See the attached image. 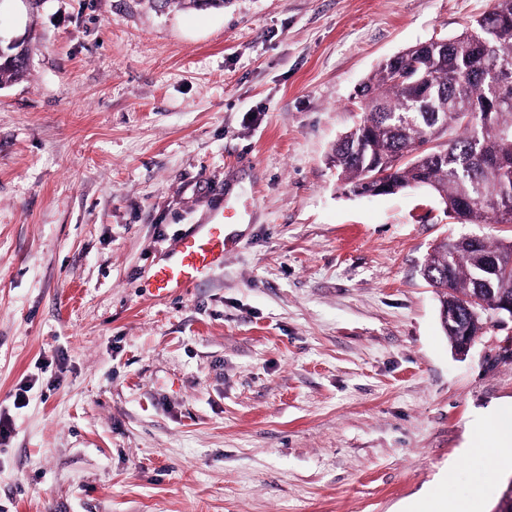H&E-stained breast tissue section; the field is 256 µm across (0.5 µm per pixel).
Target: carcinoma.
Returning a JSON list of instances; mask_svg holds the SVG:
<instances>
[{
  "label": "carcinoma",
  "mask_w": 512,
  "mask_h": 512,
  "mask_svg": "<svg viewBox=\"0 0 512 512\" xmlns=\"http://www.w3.org/2000/svg\"><path fill=\"white\" fill-rule=\"evenodd\" d=\"M163 11L179 7H224V0H149ZM512 72V0H493L448 45L411 47L383 61L355 92L363 116L332 148L331 162L344 187L372 195V169L388 172V193L430 189L448 218L465 224H512V82L497 95L487 74ZM27 60L0 65V89L23 80ZM431 81L434 99L409 113L421 83ZM466 106L469 114L459 111ZM512 241L443 239L423 267L436 289L440 310L456 303L473 336L488 321L472 319L469 299L482 292L512 298Z\"/></svg>",
  "instance_id": "cac0c4a2"
}]
</instances>
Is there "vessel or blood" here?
Returning a JSON list of instances; mask_svg holds the SVG:
<instances>
[{
  "instance_id": "obj_1",
  "label": "vessel or blood",
  "mask_w": 512,
  "mask_h": 512,
  "mask_svg": "<svg viewBox=\"0 0 512 512\" xmlns=\"http://www.w3.org/2000/svg\"><path fill=\"white\" fill-rule=\"evenodd\" d=\"M236 247L223 214H216L212 223L199 225L181 237L177 249L154 268L149 287L159 296L181 294L223 267L225 254Z\"/></svg>"
}]
</instances>
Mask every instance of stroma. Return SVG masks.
Segmentation results:
<instances>
[{"label": "stroma", "mask_w": 512, "mask_h": 512, "mask_svg": "<svg viewBox=\"0 0 512 512\" xmlns=\"http://www.w3.org/2000/svg\"><path fill=\"white\" fill-rule=\"evenodd\" d=\"M491 0H0V512H422L472 497L512 320L457 357L421 275L460 224L330 162L378 64ZM231 205L213 276L147 290ZM449 483H442L445 470ZM13 48L12 52L8 48ZM25 48V41L14 39L6 45L2 44V38L0 37V61L2 58H7L8 61H12L16 57H20ZM28 53H26V59L12 61L10 63L0 65V89L11 85L13 83L23 80L28 71Z\"/></svg>", "instance_id": "1"}]
</instances>
